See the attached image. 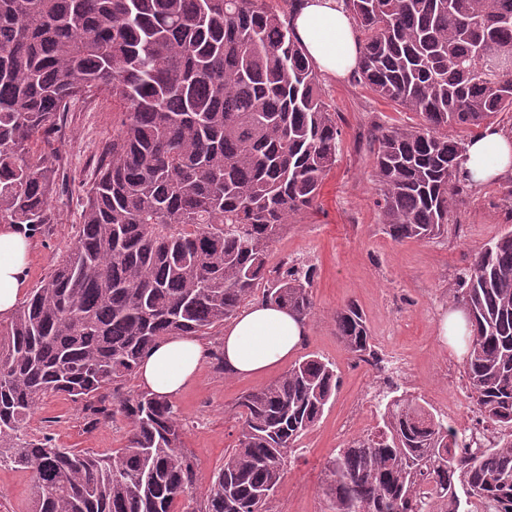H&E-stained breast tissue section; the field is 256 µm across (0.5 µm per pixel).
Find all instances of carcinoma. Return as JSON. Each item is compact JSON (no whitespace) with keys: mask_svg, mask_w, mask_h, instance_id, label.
<instances>
[{"mask_svg":"<svg viewBox=\"0 0 512 512\" xmlns=\"http://www.w3.org/2000/svg\"><path fill=\"white\" fill-rule=\"evenodd\" d=\"M361 33L360 80L419 116L375 137L377 205L398 241L430 239L464 191L462 140L512 111V0H345ZM112 97L122 119L85 190L82 226L49 277L0 320V467L31 474V512H271L296 442L336 394L335 367L308 354L243 395L237 448L199 499L175 405L121 393L142 355L204 336L262 283L307 319L313 271L269 267L283 226L309 209L341 130L290 22L266 0H0V224L56 223L59 158L30 144L69 103ZM463 363L475 411L512 429V230L458 277ZM344 347L368 356L359 307L336 311ZM84 403L128 420L100 455L36 437L39 403ZM382 425L329 457L328 512H512V433L478 453L448 417L407 395Z\"/></svg>","mask_w":512,"mask_h":512,"instance_id":"carcinoma-1","label":"carcinoma"}]
</instances>
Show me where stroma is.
<instances>
[{"label":"stroma","mask_w":512,"mask_h":512,"mask_svg":"<svg viewBox=\"0 0 512 512\" xmlns=\"http://www.w3.org/2000/svg\"><path fill=\"white\" fill-rule=\"evenodd\" d=\"M319 81L342 132L340 149L312 208L276 238L269 264L288 261L312 268L315 308L306 320L307 337L299 353L334 363L340 384L320 421L289 458L271 512H324L320 485L326 460L375 430L380 400L389 388L424 400L459 428L475 425L463 360L442 343L440 321L472 253L512 228V197L506 195L512 190L511 176L456 196L441 235L426 241L394 240L376 205L374 140L379 130L411 126L418 118L377 96L358 74L342 80L323 75ZM120 119L105 95L83 97L34 144V152L57 153L61 175L53 199L57 221L30 239L28 288L40 286L76 238L84 189ZM349 303L363 312L383 369L366 367L338 339L334 314ZM223 336L220 326L204 336L208 358L196 380L174 400L184 445L206 478L238 442V398L287 370L282 364L259 377H225L218 362ZM388 373L393 376L389 383L384 380ZM30 429L66 448L109 453L123 446L128 424L119 416L90 423L82 403L49 397L34 412ZM33 495L29 473L0 468V512H28Z\"/></svg>","instance_id":"35a3bbf8"}]
</instances>
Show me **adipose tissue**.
I'll list each match as a JSON object with an SVG mask.
<instances>
[{
  "instance_id": "1",
  "label": "adipose tissue",
  "mask_w": 512,
  "mask_h": 512,
  "mask_svg": "<svg viewBox=\"0 0 512 512\" xmlns=\"http://www.w3.org/2000/svg\"><path fill=\"white\" fill-rule=\"evenodd\" d=\"M308 58L331 78H345L359 66L360 46L344 0H302L292 17ZM459 172L473 186L512 174V137L489 127L465 146ZM30 242L15 226H0V317L10 316L24 296ZM304 320L270 302L250 304L224 327L222 360L229 377L260 375L280 365L303 344ZM208 352L197 339L168 336L141 359L140 385L171 400L196 378Z\"/></svg>"
}]
</instances>
